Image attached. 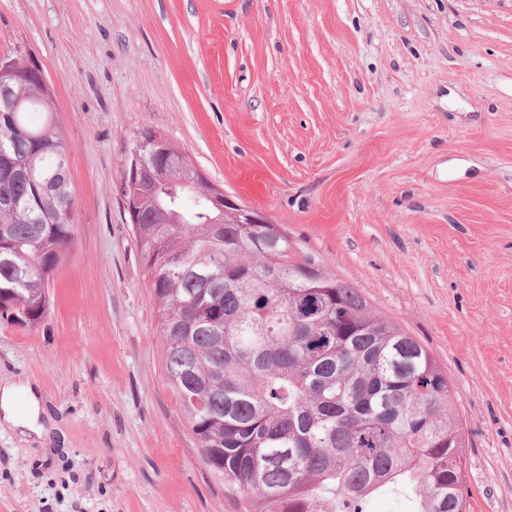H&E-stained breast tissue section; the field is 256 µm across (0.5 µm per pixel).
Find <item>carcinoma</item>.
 I'll return each instance as SVG.
<instances>
[{
	"instance_id": "obj_1",
	"label": "carcinoma",
	"mask_w": 512,
	"mask_h": 512,
	"mask_svg": "<svg viewBox=\"0 0 512 512\" xmlns=\"http://www.w3.org/2000/svg\"><path fill=\"white\" fill-rule=\"evenodd\" d=\"M0 127V322L34 327L74 239L69 150L37 81ZM128 179L132 222L163 339L164 375L224 493L255 512H468L448 374L357 288L297 251L277 224L214 223L187 161ZM48 190L34 192V186Z\"/></svg>"
}]
</instances>
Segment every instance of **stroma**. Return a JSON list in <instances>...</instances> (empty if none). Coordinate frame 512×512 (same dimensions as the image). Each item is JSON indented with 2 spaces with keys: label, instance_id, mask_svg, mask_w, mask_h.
Here are the masks:
<instances>
[{
  "label": "stroma",
  "instance_id": "obj_1",
  "mask_svg": "<svg viewBox=\"0 0 512 512\" xmlns=\"http://www.w3.org/2000/svg\"><path fill=\"white\" fill-rule=\"evenodd\" d=\"M70 156L75 244L0 380L47 442L0 426V512H244L163 374L120 183L161 131L447 372L470 512H512V0H0Z\"/></svg>",
  "mask_w": 512,
  "mask_h": 512
}]
</instances>
